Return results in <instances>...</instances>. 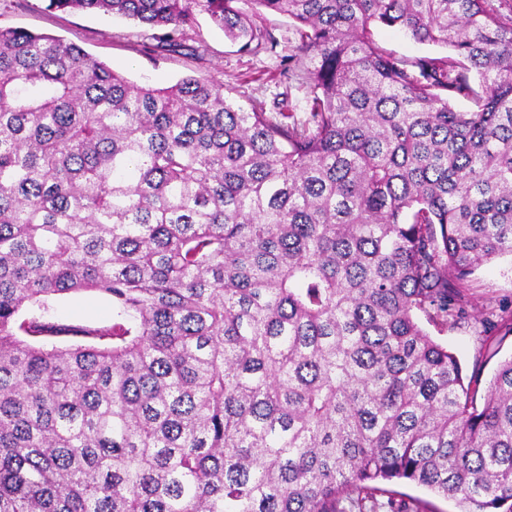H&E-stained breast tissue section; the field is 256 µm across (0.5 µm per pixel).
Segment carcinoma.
I'll return each instance as SVG.
<instances>
[{
    "label": "carcinoma",
    "instance_id": "obj_1",
    "mask_svg": "<svg viewBox=\"0 0 512 512\" xmlns=\"http://www.w3.org/2000/svg\"><path fill=\"white\" fill-rule=\"evenodd\" d=\"M252 2L294 23L303 117L0 28V512H364L380 481L512 512V357L480 396L427 330L512 256V6ZM239 3L47 8L273 41ZM80 291L111 326L21 317ZM373 39L386 52L408 61L422 56H444L448 54V49L445 47L417 43L394 28H374Z\"/></svg>",
    "mask_w": 512,
    "mask_h": 512
}]
</instances>
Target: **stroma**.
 I'll return each instance as SVG.
<instances>
[{"label": "stroma", "mask_w": 512, "mask_h": 512, "mask_svg": "<svg viewBox=\"0 0 512 512\" xmlns=\"http://www.w3.org/2000/svg\"><path fill=\"white\" fill-rule=\"evenodd\" d=\"M242 9L272 33L273 44L241 50L202 13L187 29L182 47L167 50L161 48L157 30L149 26L100 14L52 11L45 0H0V27L62 37L140 85L167 87L186 77H206L223 83L228 96L239 104L258 103L269 112H307L306 90L296 77L307 61L292 54L296 44L292 21L252 6L249 0H244ZM373 39L386 52L408 61L447 53L446 48L417 43L394 28H374ZM469 288L470 303L442 339L460 360L464 375L478 376L485 387L499 362L512 356V333L507 329L495 331L493 347L484 343L488 323H498L503 312L512 310V258L500 257L479 267ZM39 317L51 324L102 328L112 323V300L93 291L72 293L48 300ZM417 499L429 502L431 512H460L454 501L408 483L395 484L392 496H380V512Z\"/></svg>", "instance_id": "35a3bbf8"}]
</instances>
